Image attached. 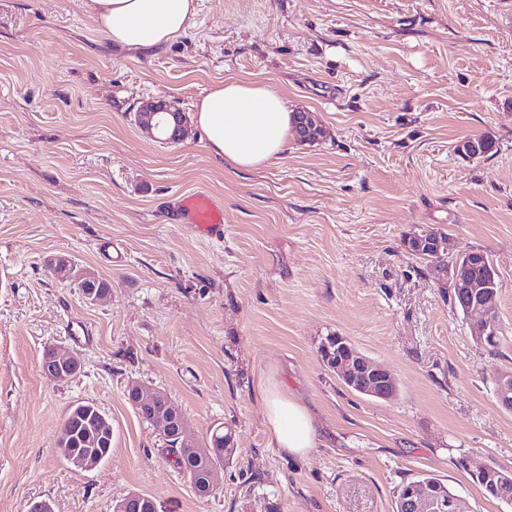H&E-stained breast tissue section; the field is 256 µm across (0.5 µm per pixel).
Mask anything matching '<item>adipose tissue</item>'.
<instances>
[{
	"mask_svg": "<svg viewBox=\"0 0 512 512\" xmlns=\"http://www.w3.org/2000/svg\"><path fill=\"white\" fill-rule=\"evenodd\" d=\"M97 27L117 47L138 51L177 41L197 11L196 0H92ZM211 151L241 170L267 165L282 151L292 114L281 95L262 83L227 79L196 106ZM264 417L275 447L304 458L315 446L308 412L275 388L262 395Z\"/></svg>",
	"mask_w": 512,
	"mask_h": 512,
	"instance_id": "adipose-tissue-1",
	"label": "adipose tissue"
}]
</instances>
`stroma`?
Wrapping results in <instances>:
<instances>
[{
  "instance_id": "obj_1",
  "label": "stroma",
  "mask_w": 512,
  "mask_h": 512,
  "mask_svg": "<svg viewBox=\"0 0 512 512\" xmlns=\"http://www.w3.org/2000/svg\"><path fill=\"white\" fill-rule=\"evenodd\" d=\"M234 77L317 113L316 145L239 171L209 148L195 105ZM185 112L179 142L135 122L144 101ZM490 134L489 157L459 141ZM206 189L212 236L170 220ZM432 227L448 257L488 254L502 283L499 342L471 335L404 239ZM72 256L112 285L90 305L46 260ZM350 339L399 381L387 400L321 359ZM79 373L41 372L46 347ZM512 0H198L179 40L112 46L90 0H0V512H112L130 492L158 512H393L398 485L439 477L471 512H512L473 478L512 473ZM167 394L205 442L237 452L200 497L125 392ZM273 385L319 423L304 459L274 448L259 399ZM112 423V454L78 470L56 437L72 405ZM52 359L57 361V366L48 370L47 373L45 374L46 378L49 380H55L66 376H70L76 373L81 368L82 361L80 357L77 354L69 351L54 348V350L52 351ZM73 363H77L76 368L74 367Z\"/></svg>"
}]
</instances>
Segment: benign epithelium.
Segmentation results:
<instances>
[{"label": "benign epithelium", "instance_id": "1", "mask_svg": "<svg viewBox=\"0 0 512 512\" xmlns=\"http://www.w3.org/2000/svg\"><path fill=\"white\" fill-rule=\"evenodd\" d=\"M141 112L165 114L173 128V135H180L186 126L187 118L184 113L173 110L164 101H149L139 107ZM323 125L316 113L302 110L296 114L293 131L296 139L304 145L317 142V135ZM492 141L488 135L482 141L466 139L459 142L456 152L466 158L473 159L482 155L483 145ZM405 248L415 256L433 252L442 256L441 250L445 242L441 240V232L428 228L420 235L409 236L404 241ZM438 282L448 289V294L457 299L468 314L477 313L480 320L474 325L472 335L476 342L482 344L484 339L495 329L499 295L502 284L494 265L489 264L485 272L477 275L473 271V263L469 254L462 253L448 270L438 276ZM341 345L336 348V360L329 368L336 373L342 383L353 391L376 399H388L397 389V380L392 371L378 365L364 355L354 344L348 343V338L340 337ZM52 359L57 366L48 370L46 378L60 379L77 372L74 364L81 363L80 357L62 349L52 351ZM127 400L137 412H153L156 395L135 386L127 393ZM432 484L428 482L416 484L415 491L410 497L399 504V512H436L438 502L433 496Z\"/></svg>", "mask_w": 512, "mask_h": 512}]
</instances>
